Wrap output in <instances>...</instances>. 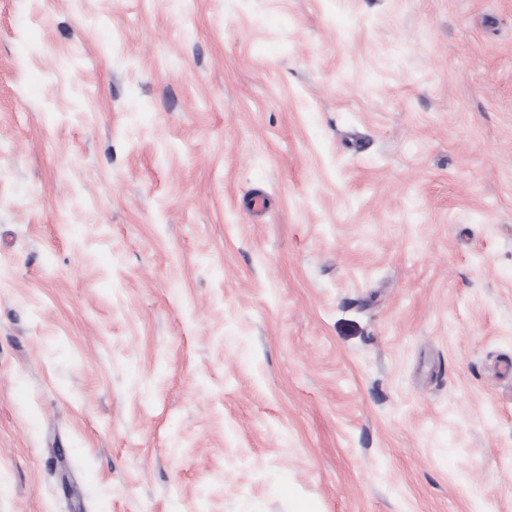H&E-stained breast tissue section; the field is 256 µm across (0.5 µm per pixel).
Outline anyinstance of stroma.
<instances>
[{"mask_svg":"<svg viewBox=\"0 0 512 512\" xmlns=\"http://www.w3.org/2000/svg\"><path fill=\"white\" fill-rule=\"evenodd\" d=\"M504 360L512 0H0V512H512Z\"/></svg>","mask_w":512,"mask_h":512,"instance_id":"35a3bbf8","label":"stroma"}]
</instances>
